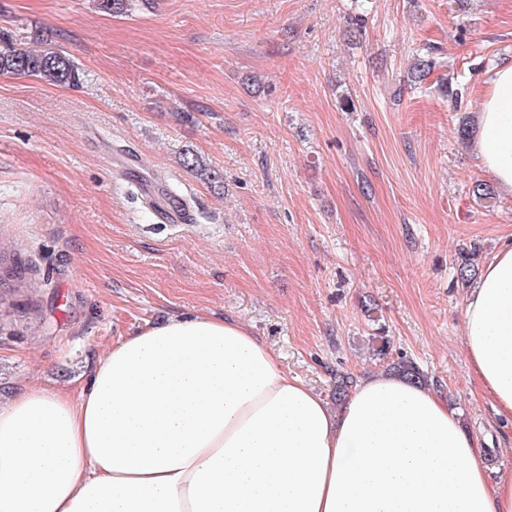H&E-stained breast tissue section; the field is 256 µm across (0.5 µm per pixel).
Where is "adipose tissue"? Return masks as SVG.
<instances>
[{"label": "adipose tissue", "mask_w": 512, "mask_h": 512, "mask_svg": "<svg viewBox=\"0 0 512 512\" xmlns=\"http://www.w3.org/2000/svg\"><path fill=\"white\" fill-rule=\"evenodd\" d=\"M484 82L473 148L512 194V62ZM464 329L512 421V239ZM0 512H512V469L425 387L375 375L334 411L244 325L183 314L113 342L79 397L31 386L0 406Z\"/></svg>", "instance_id": "adipose-tissue-1"}]
</instances>
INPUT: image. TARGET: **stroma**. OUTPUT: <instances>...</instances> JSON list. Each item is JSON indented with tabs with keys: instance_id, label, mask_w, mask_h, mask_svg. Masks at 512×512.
<instances>
[{
	"instance_id": "35a3bbf8",
	"label": "stroma",
	"mask_w": 512,
	"mask_h": 512,
	"mask_svg": "<svg viewBox=\"0 0 512 512\" xmlns=\"http://www.w3.org/2000/svg\"><path fill=\"white\" fill-rule=\"evenodd\" d=\"M2 28L39 31L85 82L0 76V250L30 283L0 309V405L78 396L113 341L214 315L323 397L335 374L384 373L389 339L512 468L456 274L461 249L484 265L512 238V195L473 196L492 178L458 135L512 61V0H0ZM188 151L222 184L180 167ZM145 179L190 220L154 210Z\"/></svg>"
}]
</instances>
